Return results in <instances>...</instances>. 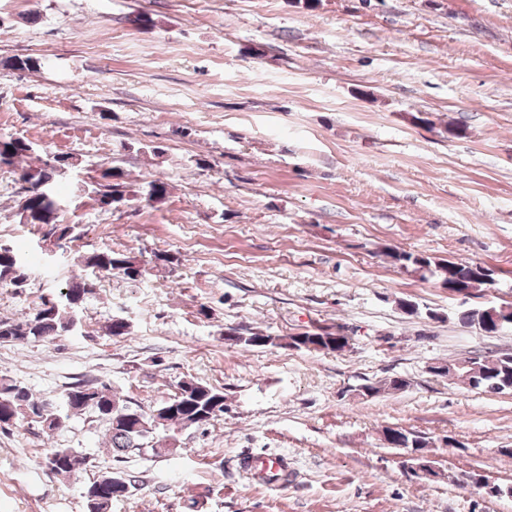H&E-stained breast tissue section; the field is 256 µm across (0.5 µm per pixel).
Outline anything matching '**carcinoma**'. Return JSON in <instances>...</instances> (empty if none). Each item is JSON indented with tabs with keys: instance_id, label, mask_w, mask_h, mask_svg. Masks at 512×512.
<instances>
[{
	"instance_id": "cac0c4a2",
	"label": "carcinoma",
	"mask_w": 512,
	"mask_h": 512,
	"mask_svg": "<svg viewBox=\"0 0 512 512\" xmlns=\"http://www.w3.org/2000/svg\"><path fill=\"white\" fill-rule=\"evenodd\" d=\"M0 65L11 70L33 71L41 67L36 57H9ZM33 146L24 138L0 137V170H15L21 160L31 154ZM69 157L55 155L44 159L38 166H29L26 172L46 183L45 193H28L27 188L19 187L18 194L25 203L19 207L20 223L50 227V234L62 240L68 237L73 226L59 221L62 199L56 192L57 177L65 173ZM92 194L98 205L112 206L129 200L134 191L122 181V174L114 167L100 171V180L91 185ZM169 194L168 184L159 179L144 181L141 195L149 205L162 204ZM386 254L405 269L424 278L430 274L454 293H465L473 298L480 288H488L495 283V270L481 263H461L446 259H433L414 255L407 251L387 249ZM83 266L99 271H117L130 280H137L146 274V265L137 262L127 254L114 249L94 252L83 260ZM29 278L25 259L12 247L0 246V285L21 288ZM97 283L81 275L73 276L59 291V296L42 302L36 313L22 319L0 318V343L25 341L47 342L70 332L78 321L77 309L90 296L96 294ZM459 321L469 327L477 326L492 333L496 326L495 315L485 306H473L459 313ZM243 339L235 341L242 347H279L286 344L296 349L328 350L341 352L346 348V339L319 328L296 333L288 338L272 336L259 328L243 329ZM479 368L473 375L468 369L455 364L441 365L437 371L454 375L464 384L474 389L503 393L512 390V354L484 357L478 360ZM61 402L72 415L91 410L108 424L109 448L112 458L120 462L124 455L146 447L157 455L173 454L179 449L178 431L213 421L217 414L224 413V392L192 378L178 386L173 399L156 407V412L146 414L149 428L138 430L133 425L117 422L128 405L114 394L112 387L105 383L82 381L74 383L62 392ZM39 417L44 432L51 434L60 417L57 410L38 400L32 392L17 383L0 378V424L10 426L30 415ZM46 466L54 474L70 476L76 473L73 465H87V458L71 448H55L47 454Z\"/></svg>"
}]
</instances>
